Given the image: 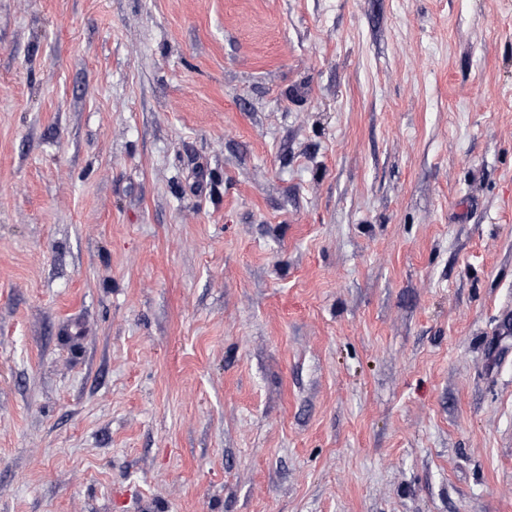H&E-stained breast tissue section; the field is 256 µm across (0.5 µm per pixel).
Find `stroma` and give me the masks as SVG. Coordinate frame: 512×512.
<instances>
[{"label":"stroma","instance_id":"1","mask_svg":"<svg viewBox=\"0 0 512 512\" xmlns=\"http://www.w3.org/2000/svg\"><path fill=\"white\" fill-rule=\"evenodd\" d=\"M0 512H512V0H0Z\"/></svg>","mask_w":512,"mask_h":512}]
</instances>
